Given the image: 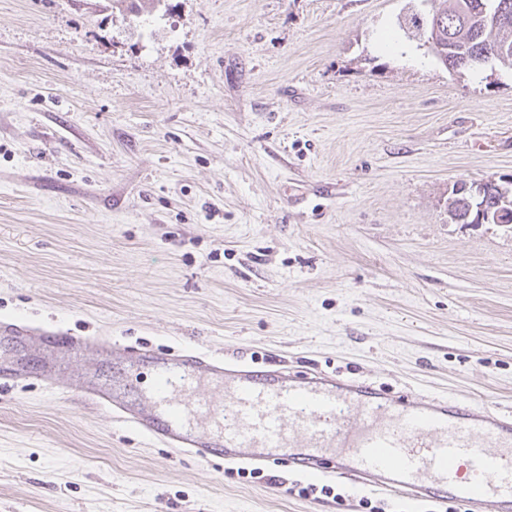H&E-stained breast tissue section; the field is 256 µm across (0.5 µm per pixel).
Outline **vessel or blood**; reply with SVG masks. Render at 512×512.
Instances as JSON below:
<instances>
[{
	"instance_id": "1",
	"label": "vessel or blood",
	"mask_w": 512,
	"mask_h": 512,
	"mask_svg": "<svg viewBox=\"0 0 512 512\" xmlns=\"http://www.w3.org/2000/svg\"><path fill=\"white\" fill-rule=\"evenodd\" d=\"M57 350L84 338L44 331ZM150 389L76 385L145 436L211 462L264 464L276 452L304 474L332 472L416 501L512 512V414L443 397L398 394L359 378L250 365L193 351L149 353Z\"/></svg>"
}]
</instances>
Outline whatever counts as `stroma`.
Listing matches in <instances>:
<instances>
[{"label": "stroma", "mask_w": 512, "mask_h": 512, "mask_svg": "<svg viewBox=\"0 0 512 512\" xmlns=\"http://www.w3.org/2000/svg\"><path fill=\"white\" fill-rule=\"evenodd\" d=\"M420 0H0V512H357L402 495L262 478L71 391L123 349L317 369L512 412V224L455 182L512 179V70L445 67ZM40 339L47 342L56 350H77L90 343H96L101 349L105 348V345L99 343L93 338H81L77 336H71L64 332H50L41 331L38 333Z\"/></svg>", "instance_id": "1"}]
</instances>
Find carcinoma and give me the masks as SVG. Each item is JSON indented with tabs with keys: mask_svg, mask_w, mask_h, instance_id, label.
Masks as SVG:
<instances>
[{
	"mask_svg": "<svg viewBox=\"0 0 512 512\" xmlns=\"http://www.w3.org/2000/svg\"><path fill=\"white\" fill-rule=\"evenodd\" d=\"M436 14H414L411 34L437 37L443 42V64L453 69L476 68L488 61L512 69V0L504 3L505 17L494 21L483 15L487 0H434Z\"/></svg>",
	"mask_w": 512,
	"mask_h": 512,
	"instance_id": "1",
	"label": "carcinoma"
}]
</instances>
